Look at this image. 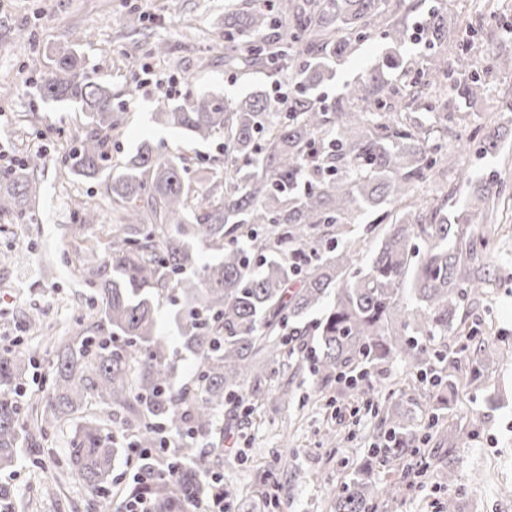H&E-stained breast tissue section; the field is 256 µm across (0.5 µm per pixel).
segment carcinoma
Instances as JSON below:
<instances>
[{"instance_id":"carcinoma-1","label":"carcinoma","mask_w":512,"mask_h":512,"mask_svg":"<svg viewBox=\"0 0 512 512\" xmlns=\"http://www.w3.org/2000/svg\"><path fill=\"white\" fill-rule=\"evenodd\" d=\"M387 0H242L224 13V65L244 72L265 67L298 88L285 104L255 93L233 104L199 95L184 105L156 103L154 119L208 142L224 139V184L191 185L187 159L144 142L112 173L109 143L121 116L112 91L90 78L77 55L59 52L39 73L51 100L80 102L91 129L66 158L70 173L104 179L122 201L126 222L112 225L104 270H90L98 287L95 320L77 336H60L44 350L0 352V471L10 472L35 435L76 422L68 443L71 475L97 494L100 512H122L112 493L118 456L142 449V475L125 499L146 496L153 512H186L190 503L222 495L211 479L224 451L215 418L224 399L267 371L297 336H317L309 370L328 382L370 371L399 357L419 368L448 362L437 336L470 334L464 307L489 295L487 257L499 225L492 216L507 183L475 178L463 168L457 190L431 201L414 199L445 161L444 145L414 108L438 120L448 100L482 99L493 71L512 70V57L476 66L473 40L457 33L453 59L431 55L396 60L343 85L333 104L319 89L336 75L332 64L351 57L379 30L396 46L423 38L448 41V12L431 9L413 32L404 14L389 20ZM411 76L400 84L389 71ZM35 153L14 178L18 192L0 196V212L20 211L37 195L24 172L39 168ZM370 217L377 244L362 260L339 245L345 227ZM487 227L479 233L471 225ZM336 228L324 238L320 227ZM229 241L231 246L224 245ZM212 251V261L202 251ZM182 300L176 320L181 349L194 357L192 380L178 381L179 350L157 320L164 292ZM315 322L306 318L328 294ZM49 365L42 410L30 417L22 398L31 370ZM126 412L133 435L117 445L108 419L89 406ZM416 434L391 422L375 449L388 469H401ZM392 507L364 473L335 497L334 512Z\"/></svg>"}]
</instances>
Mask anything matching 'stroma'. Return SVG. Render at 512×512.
Instances as JSON below:
<instances>
[{
    "mask_svg": "<svg viewBox=\"0 0 512 512\" xmlns=\"http://www.w3.org/2000/svg\"><path fill=\"white\" fill-rule=\"evenodd\" d=\"M239 0H0V84L14 88L0 97V142L16 159L43 152L45 164L34 172L40 191L33 203L34 219L0 218V346H36L63 331L80 332L91 321L87 301L93 290L85 282L83 263L103 264L112 237L115 207L104 184L72 176L65 168L68 149L88 130L86 111L71 101L42 99L32 82L31 63L51 67L58 48L75 45L89 75L108 86L122 119L112 133V160L122 163L141 143L164 142L187 158L190 168L204 170L222 158L223 142H196L177 128L154 121L158 98L180 105L199 94L238 100L253 92L268 96L292 94L286 77L262 67L248 73L228 69L222 53L213 49L224 11ZM410 25H420L430 7L447 10L458 28L478 34V67L496 57L512 56V38L497 28L496 19L512 21V0H408ZM137 10L145 18L136 35L123 28L124 17ZM88 40L75 42L77 32ZM170 49L166 57L153 53L158 41ZM411 53L422 57L423 44L397 47L378 38L365 41L338 66L336 77L323 90L334 100L345 82L387 58ZM153 74L175 78L171 94L155 85L129 91L128 63ZM192 73L191 84L180 77ZM512 71L496 74L489 95L474 106L453 112L444 144L450 167L418 191L432 197L437 188H453L454 167L474 176L494 171L512 184ZM483 127L503 130L494 154L471 147L457 150L459 139ZM93 204L98 220L76 233L78 213ZM499 217L511 237L494 246L489 301L472 308L468 325L476 342L492 344L497 354L472 374V349L449 336L446 346L454 374L471 375L459 393L433 390L417 369L396 359L373 375L375 402L391 396V409L404 416L409 429L422 434L409 472H388L371 450L389 429L373 406L357 400L346 383H323L309 369H297V354L281 353L273 371L248 382L242 401L225 403L216 418L235 447L226 449L219 470L225 486L238 494L242 512H331L332 500L354 471L368 472L381 488L397 492L395 512H443L454 503L456 512H512V193L499 202ZM39 322H31L32 314ZM439 414L440 427L430 424ZM339 435L329 447L328 431ZM69 426L38 437L12 472L0 475L14 497L11 512H90L95 495L69 476ZM268 474L270 495L253 492L257 478ZM60 483V496L43 495L45 483Z\"/></svg>",
    "mask_w": 512,
    "mask_h": 512,
    "instance_id": "1",
    "label": "stroma"
}]
</instances>
